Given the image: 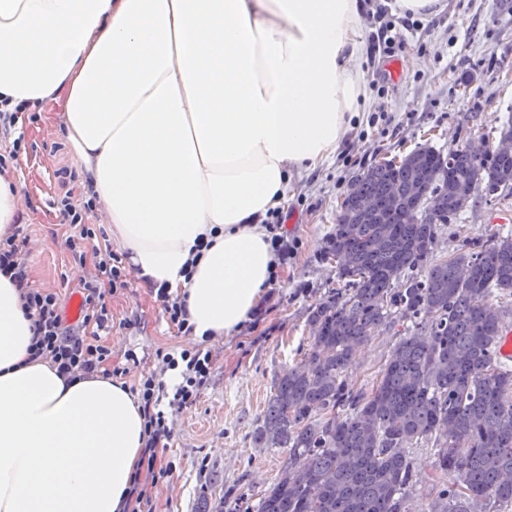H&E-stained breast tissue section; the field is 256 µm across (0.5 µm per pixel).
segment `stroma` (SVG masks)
<instances>
[{
    "instance_id": "obj_1",
    "label": "stroma",
    "mask_w": 512,
    "mask_h": 512,
    "mask_svg": "<svg viewBox=\"0 0 512 512\" xmlns=\"http://www.w3.org/2000/svg\"><path fill=\"white\" fill-rule=\"evenodd\" d=\"M445 3L441 13L421 18L412 30L395 0H373L385 10L394 51L365 64L368 105L361 125L329 163L294 176L283 228L299 247L280 266L275 297L260 320L212 342L210 379L180 413L167 448L157 452L165 475L152 489L149 512H200L203 503L217 505L225 487L257 492L275 481L286 452H257L252 434L262 422L274 376L310 343L311 309L336 285L335 268L324 260L322 247L351 178L424 144L444 149L459 137L497 141L499 127L512 115V0ZM17 138L22 148L12 171L26 199L18 221L37 244L25 256L29 281L55 290L66 308L80 289L69 276L66 240L74 229L64 224L58 204L68 195L79 205L85 195L80 179L64 183L55 172L76 171L74 152L42 112L20 114L10 132L0 133V154H8ZM502 227L512 228V205L491 197L477 200L440 229L436 254H450L461 239H485ZM107 306L112 331L100 342L112 351L109 368L126 367L133 357L152 369L159 352L191 342L169 324L138 278L109 296ZM396 341L393 333L379 331L354 353L349 370L354 388L371 387Z\"/></svg>"
}]
</instances>
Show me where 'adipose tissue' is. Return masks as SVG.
Segmentation results:
<instances>
[{
    "label": "adipose tissue",
    "mask_w": 512,
    "mask_h": 512,
    "mask_svg": "<svg viewBox=\"0 0 512 512\" xmlns=\"http://www.w3.org/2000/svg\"><path fill=\"white\" fill-rule=\"evenodd\" d=\"M369 8L0 0V109L49 108L137 275L184 297L195 342L231 336L278 271L263 222L291 175L362 122ZM32 326L0 275V512H125L139 399L30 360Z\"/></svg>",
    "instance_id": "adipose-tissue-1"
}]
</instances>
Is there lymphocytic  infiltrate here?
I'll return each instance as SVG.
<instances>
[{"label": "lymphocytic infiltrate", "mask_w": 512, "mask_h": 512, "mask_svg": "<svg viewBox=\"0 0 512 512\" xmlns=\"http://www.w3.org/2000/svg\"><path fill=\"white\" fill-rule=\"evenodd\" d=\"M60 214L65 223L75 227V235L67 239L76 267H83L86 242L96 239L97 229L91 219L95 215L94 202H86L83 209L69 199H61ZM30 239L23 227H14L6 238L0 239V273L9 276L21 290L24 308L34 315V336L29 347L31 358H41L56 366L58 374L67 380L92 376L104 369L111 356L107 346L100 344L97 334L109 329L112 315L107 307L106 295L126 288L127 273L121 259L113 254L110 244L98 247L99 261L94 274L80 277L82 307L81 327L65 326L57 292L50 288L30 287L23 258ZM96 327L97 333L86 336L85 330ZM163 370L178 371L181 381L173 392H166L164 383L154 371L141 373L131 386L137 394L143 411L146 441L142 460L147 470H154L158 449L167 447L174 435V417L192 405L206 385L213 366L211 350L194 345L177 353L161 356Z\"/></svg>", "instance_id": "obj_1"}]
</instances>
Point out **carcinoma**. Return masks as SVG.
Masks as SVG:
<instances>
[{"label": "carcinoma", "mask_w": 512, "mask_h": 512, "mask_svg": "<svg viewBox=\"0 0 512 512\" xmlns=\"http://www.w3.org/2000/svg\"><path fill=\"white\" fill-rule=\"evenodd\" d=\"M355 181L323 247L338 287L309 313V349L274 378L253 432L258 451L288 457L259 497L229 487L216 512H413L421 446L437 489L423 512H512V370L498 356L512 232L435 254L440 227L476 199L470 184L512 196V153L422 146ZM380 328L398 340L356 389L352 353Z\"/></svg>", "instance_id": "carcinoma-1"}]
</instances>
